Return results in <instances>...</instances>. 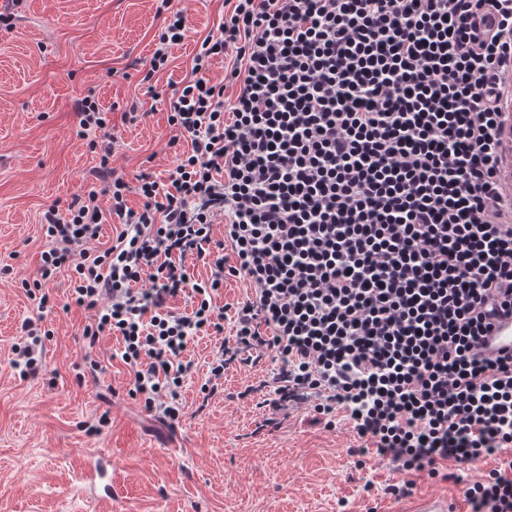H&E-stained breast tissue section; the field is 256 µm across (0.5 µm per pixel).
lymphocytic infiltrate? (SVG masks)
<instances>
[{"label": "lymphocytic infiltrate", "mask_w": 512, "mask_h": 512, "mask_svg": "<svg viewBox=\"0 0 512 512\" xmlns=\"http://www.w3.org/2000/svg\"><path fill=\"white\" fill-rule=\"evenodd\" d=\"M224 5L167 102L188 148L168 183L140 175V209L109 166L112 137H91L108 109L82 99L79 134L103 185L42 213V277L70 271L71 301L93 312L85 336L120 337L130 395L162 419L180 417L191 341L229 318L237 347H215L213 379L238 351H273V412L328 427L344 412L398 471L435 477L511 448L512 357H482L477 343L490 311L512 310V196L496 180L512 0ZM183 20L170 11L147 76L185 40ZM230 53L228 100L208 72ZM109 216L122 229L95 250ZM219 217L231 266L212 248ZM228 275L253 289L231 309L216 303ZM179 296L189 308L172 307ZM21 333L11 364L34 377L40 320ZM467 499L471 512H512V460Z\"/></svg>", "instance_id": "1"}]
</instances>
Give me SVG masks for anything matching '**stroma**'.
Instances as JSON below:
<instances>
[{
    "instance_id": "1",
    "label": "stroma",
    "mask_w": 512,
    "mask_h": 512,
    "mask_svg": "<svg viewBox=\"0 0 512 512\" xmlns=\"http://www.w3.org/2000/svg\"><path fill=\"white\" fill-rule=\"evenodd\" d=\"M188 38L171 50L152 85L142 84L163 25L159 0H23L12 29H0V512H399L423 493L465 497L471 481L498 468L445 463V478L399 474L359 456L349 424H311L305 412L271 418L261 380L272 358L224 371L201 392L215 337L190 344L195 363L172 426L129 394V368L112 356L116 336L88 345L89 310L67 303L70 278L41 277L42 212L98 188L99 157L78 134L77 100L111 111V166L129 184L150 172L167 181L176 165L162 99L191 78L192 58L224 16V0H172ZM137 104L140 116L126 112ZM40 282L52 306L38 312L23 282ZM43 317L39 378L10 365L23 320ZM104 367L90 373L85 355ZM106 427H99L100 417ZM108 450L113 497L89 502L78 486L84 459Z\"/></svg>"
}]
</instances>
